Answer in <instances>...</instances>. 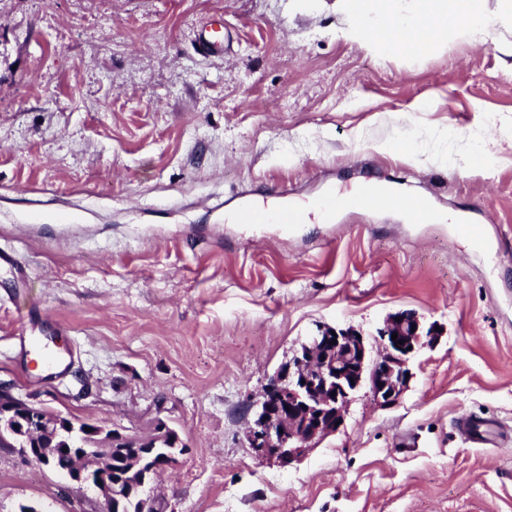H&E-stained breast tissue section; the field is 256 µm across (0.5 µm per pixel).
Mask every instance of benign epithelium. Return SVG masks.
Here are the masks:
<instances>
[{"label": "benign epithelium", "mask_w": 512, "mask_h": 512, "mask_svg": "<svg viewBox=\"0 0 512 512\" xmlns=\"http://www.w3.org/2000/svg\"><path fill=\"white\" fill-rule=\"evenodd\" d=\"M394 334L401 341L398 346L392 341ZM436 336L434 328L423 329L415 313L397 312L379 329L382 353L374 358L355 330L318 326L288 365L269 377L247 433L248 447L262 458L289 465L317 440L339 429L359 389L368 388L382 408L398 404L409 381L412 358L424 341L431 342ZM21 417L28 435L44 440L57 436L61 416L0 386V446L16 448L31 461L35 448L20 441L16 433V421ZM84 433L83 424H67L65 443L76 451L79 461L66 469V477L72 484L95 488L100 512H112L111 437L101 429L97 439L101 447L86 448L82 445Z\"/></svg>", "instance_id": "obj_1"}]
</instances>
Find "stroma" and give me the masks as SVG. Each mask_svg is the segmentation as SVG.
Here are the masks:
<instances>
[{
    "label": "stroma",
    "mask_w": 512,
    "mask_h": 512,
    "mask_svg": "<svg viewBox=\"0 0 512 512\" xmlns=\"http://www.w3.org/2000/svg\"><path fill=\"white\" fill-rule=\"evenodd\" d=\"M336 0H0V385L186 446L162 512H512V31L424 56L337 38ZM224 27L223 57L198 35ZM414 139L416 158L379 142ZM375 180L444 220L317 201ZM287 187L285 198L274 190ZM282 203L296 224L234 219ZM482 225L478 248L455 219ZM64 324L32 369L13 335ZM441 335L399 403L367 390L280 466L246 446L267 378L318 325ZM468 413L498 426L475 448ZM97 512L0 448V512ZM63 328H65V326L47 315L32 317L30 312H26L21 329L19 330V336H21L20 341L25 340L27 332H29V334L35 333L36 331L45 335L57 334Z\"/></svg>",
    "instance_id": "1"
}]
</instances>
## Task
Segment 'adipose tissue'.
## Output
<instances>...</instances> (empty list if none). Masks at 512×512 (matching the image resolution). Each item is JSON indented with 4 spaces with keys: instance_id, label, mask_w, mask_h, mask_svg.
<instances>
[{
    "instance_id": "ef3b65f1",
    "label": "adipose tissue",
    "mask_w": 512,
    "mask_h": 512,
    "mask_svg": "<svg viewBox=\"0 0 512 512\" xmlns=\"http://www.w3.org/2000/svg\"><path fill=\"white\" fill-rule=\"evenodd\" d=\"M349 22L340 35L366 41L381 53L430 52L449 36L467 33L475 42L496 28L512 31V0H500L489 16L485 0H339Z\"/></svg>"
}]
</instances>
